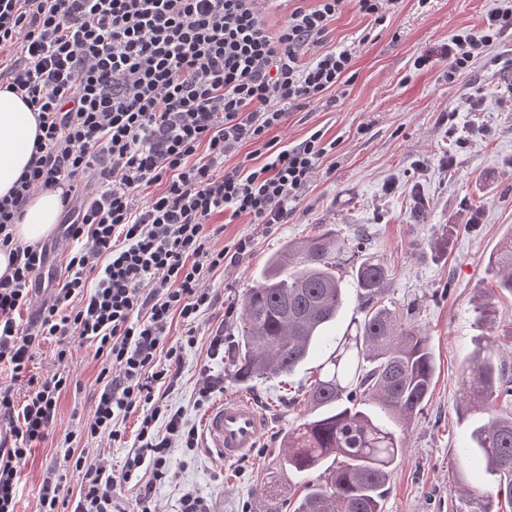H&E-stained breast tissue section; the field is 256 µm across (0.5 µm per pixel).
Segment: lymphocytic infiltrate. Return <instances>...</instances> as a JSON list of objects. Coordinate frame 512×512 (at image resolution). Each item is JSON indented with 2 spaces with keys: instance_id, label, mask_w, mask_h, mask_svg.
I'll use <instances>...</instances> for the list:
<instances>
[{
  "instance_id": "lymphocytic-infiltrate-1",
  "label": "lymphocytic infiltrate",
  "mask_w": 512,
  "mask_h": 512,
  "mask_svg": "<svg viewBox=\"0 0 512 512\" xmlns=\"http://www.w3.org/2000/svg\"><path fill=\"white\" fill-rule=\"evenodd\" d=\"M350 0H286L271 26L275 0H0V47L19 56L6 67L7 88L37 114L30 160L0 198V369L25 380L23 394L0 388V512H17L19 465L48 436L69 382L58 371L35 378L28 368L42 341L89 344L101 358V388L77 434L121 441L139 412L137 446L120 474L104 461L64 448L58 470H83L73 512H151L152 487L170 479L172 449H194L168 394L196 323L215 297L203 282L235 266L249 238L218 245L220 214L273 227L288 221L324 158L337 143L315 130L292 146L273 130L292 109L322 101L354 77L355 49L328 43L331 24ZM512 4L479 29L448 38V75L456 77L504 33ZM246 144L263 161L225 169ZM155 194H147L151 185ZM60 189L64 230L74 242L62 274L47 267L44 244L13 235L29 198ZM47 296L34 303L38 285ZM36 308L30 320L21 313ZM184 329L170 339L174 320ZM139 486L135 501L116 485Z\"/></svg>"
}]
</instances>
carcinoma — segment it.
Segmentation results:
<instances>
[{
  "label": "carcinoma",
  "instance_id": "obj_1",
  "mask_svg": "<svg viewBox=\"0 0 512 512\" xmlns=\"http://www.w3.org/2000/svg\"><path fill=\"white\" fill-rule=\"evenodd\" d=\"M345 241L335 231L288 241L245 292L236 343L224 358L243 381L292 374L323 352L304 393L303 415L282 436L280 489L289 501V475L318 473L293 512H383L386 485L405 450L406 425L431 393L435 362L430 338L412 314L384 304L388 269L360 260L350 284L339 273ZM499 290L512 295V235L490 258ZM353 288L359 315L340 336L327 334ZM458 406L471 442L464 455L483 462L496 495L472 512L512 508V377L490 338L482 335L462 366Z\"/></svg>",
  "mask_w": 512,
  "mask_h": 512
}]
</instances>
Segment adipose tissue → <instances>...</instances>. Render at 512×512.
I'll use <instances>...</instances> for the list:
<instances>
[{"mask_svg": "<svg viewBox=\"0 0 512 512\" xmlns=\"http://www.w3.org/2000/svg\"><path fill=\"white\" fill-rule=\"evenodd\" d=\"M36 114L20 95L0 88V198L23 172L37 136ZM62 209L60 191L31 196L21 221L14 226L20 243L29 245L50 235Z\"/></svg>", "mask_w": 512, "mask_h": 512, "instance_id": "ef3b65f1", "label": "adipose tissue"}]
</instances>
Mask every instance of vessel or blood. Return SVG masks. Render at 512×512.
<instances>
[{"mask_svg": "<svg viewBox=\"0 0 512 512\" xmlns=\"http://www.w3.org/2000/svg\"><path fill=\"white\" fill-rule=\"evenodd\" d=\"M266 426V417L252 403L225 399L214 404L203 420L205 445L224 460H238L258 447Z\"/></svg>", "mask_w": 512, "mask_h": 512, "instance_id": "1", "label": "vessel or blood"}]
</instances>
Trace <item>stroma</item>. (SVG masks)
I'll list each match as a JSON object with an SVG mask.
<instances>
[{"mask_svg": "<svg viewBox=\"0 0 512 512\" xmlns=\"http://www.w3.org/2000/svg\"><path fill=\"white\" fill-rule=\"evenodd\" d=\"M501 0H396L383 30L367 43L359 37L369 25L355 7L332 24L333 44L354 46L353 80L331 102L294 109L276 129L282 143L295 145L313 130L338 139L292 205L287 223L267 228L246 219L227 221L223 242L251 238L253 246L237 266L209 278L214 306L197 322L198 342L186 348L180 374L169 395L187 426L201 428L207 413L198 406L201 371L223 378L224 396L251 401L269 426L258 448L245 460L227 462L209 449H173L172 477L156 486V512H181L182 496L207 501L212 512H270L261 492L276 472L282 435L295 424L302 406H290L302 394L318 364L310 358L287 377L239 382L226 360L207 356L209 336L223 329L225 340L237 335L239 309L247 288L260 277L268 258L288 241L331 229L387 267L384 302L411 310L429 337L436 372L423 414L405 432V453L391 476L384 512H466L468 493L495 492L483 467L462 453L469 429L458 420L462 396L460 365L481 329L476 298L493 296L499 313L493 327L497 351L512 368V296L499 293L488 259L512 234V31L504 34L469 68L448 75L443 48L450 34L480 28ZM483 95L489 106L472 111L468 102ZM58 343L47 339L30 365L39 377L66 368L70 385L58 404L46 440L22 463L18 512H37L39 486L54 467L69 432L91 414L102 368L89 345H72L66 364L56 360ZM137 414L125 421L122 442L82 440L87 462L104 460L120 470L135 448ZM465 488L451 491L455 476Z\"/></svg>", "mask_w": 512, "mask_h": 512, "instance_id": "obj_1", "label": "stroma"}]
</instances>
